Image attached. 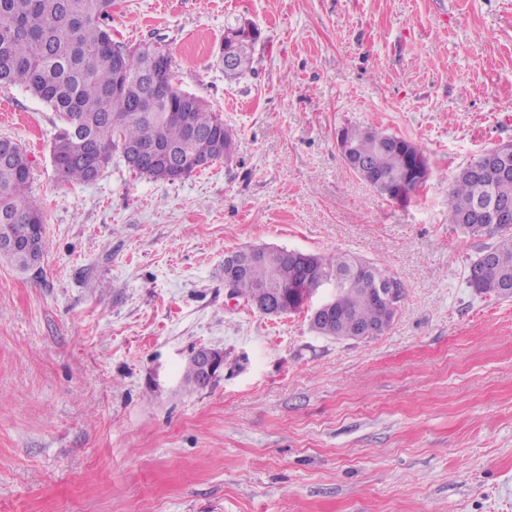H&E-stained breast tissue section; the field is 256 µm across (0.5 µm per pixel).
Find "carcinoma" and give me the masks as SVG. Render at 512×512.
Masks as SVG:
<instances>
[{"mask_svg":"<svg viewBox=\"0 0 512 512\" xmlns=\"http://www.w3.org/2000/svg\"><path fill=\"white\" fill-rule=\"evenodd\" d=\"M115 0H0V88L21 86L56 112L60 125L52 154L59 160L58 178L65 183H90L91 163L108 162L133 143L145 157L135 175L155 181H178L180 166L198 158L213 165L229 161L235 143L224 119L193 95L175 87L169 51L161 49L158 81L146 76L154 47L129 51L112 39L106 27ZM261 32L256 26L227 42L232 61L224 76L235 77L251 67ZM346 145L364 170L349 168L392 201L408 200L429 178V168L412 142L373 128L341 130ZM474 159L454 176L448 192V223L472 237H489L496 261L480 275L466 278L477 295L505 297L512 281V223L471 224L464 216L486 196L512 206V174L479 178ZM31 167L26 150L0 154V257L20 270L40 263L44 242L26 249L20 243L46 224L43 211L31 200ZM382 265L343 252L311 253L298 263L286 248H263L257 261L234 281V291L251 308L276 316L304 308L300 286L344 275L331 312L311 320L320 336L348 340L354 326H391L396 312L373 298L375 280L362 271Z\"/></svg>","mask_w":512,"mask_h":512,"instance_id":"cac0c4a2","label":"carcinoma"}]
</instances>
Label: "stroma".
<instances>
[{
    "instance_id": "obj_1",
    "label": "stroma",
    "mask_w": 512,
    "mask_h": 512,
    "mask_svg": "<svg viewBox=\"0 0 512 512\" xmlns=\"http://www.w3.org/2000/svg\"><path fill=\"white\" fill-rule=\"evenodd\" d=\"M237 19L261 40L229 80ZM108 25L161 42L236 152L63 183L56 113L0 89L46 217L37 266L0 259V512H512V298L472 293L488 240L448 222L455 174L512 143V0H118ZM350 126L413 142L426 183L380 196ZM257 246L381 263L393 324L338 341L229 299L225 256ZM203 346L224 367L194 389Z\"/></svg>"
}]
</instances>
